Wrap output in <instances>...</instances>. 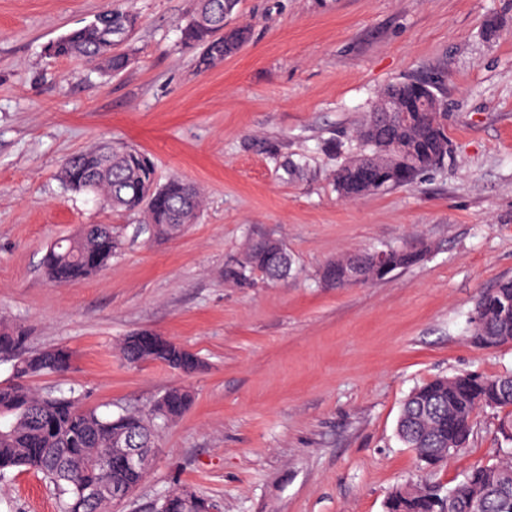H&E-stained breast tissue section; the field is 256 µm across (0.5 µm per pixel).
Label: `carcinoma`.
<instances>
[{"label": "carcinoma", "mask_w": 512, "mask_h": 512, "mask_svg": "<svg viewBox=\"0 0 512 512\" xmlns=\"http://www.w3.org/2000/svg\"><path fill=\"white\" fill-rule=\"evenodd\" d=\"M238 0H196L191 20L182 28L184 41L202 49L197 64L212 69L235 54L248 40L244 27H231ZM138 16L128 10L106 9L99 22L83 25L55 39V56L80 58L103 64L118 75L129 67L127 53L101 38L99 29L124 25L136 29ZM425 82L404 80L394 104L399 106L419 93ZM357 151L336 167L340 194L350 200L415 183L424 172L445 163L449 153L447 115L416 112L408 117L396 112L388 126L371 112L356 129ZM63 180L72 189L98 196L117 211L145 209L146 223L154 234L172 237L195 223L201 208L200 192L180 177L171 178L159 193L145 190L155 182L150 154L122 143L112 144V155L92 147L71 156L64 165ZM119 247L110 224H88L72 238L55 242L43 264L53 283L77 284L105 268ZM282 243L269 239L250 242L241 258L226 268L224 277L247 285L258 276L275 282L291 271L289 254H280ZM393 269L418 264L422 248H386ZM372 251H359L328 264L323 281L331 288L350 284L345 279L353 263L363 266L364 281L378 278L371 263ZM512 278L481 293L470 320L473 341L495 349L512 343ZM26 335L16 328L0 327V354L15 358L14 380L0 385V480L14 471H33L56 485L61 495L60 512H107L112 503L108 491L120 484L136 488L146 471L128 470L106 463L112 456V441L133 438L140 448L156 447L159 428L180 417L191 403L189 391L175 388L156 402L149 415L136 412L114 416L83 408L79 398L41 393L26 379L62 373L72 354L64 347L28 351ZM122 357L136 365L155 361L185 374L203 367L197 354L173 341L159 350H145L126 337L120 344ZM502 412L498 431L508 446L492 463L473 467L452 488L431 479L432 473L458 451L468 446L475 414L483 409ZM400 441L410 448L423 472L420 479L395 488L385 503V512H512V372L494 376L467 372L436 377L415 387L404 400L396 424ZM96 487L103 497L88 504L84 489Z\"/></svg>", "instance_id": "cac0c4a2"}]
</instances>
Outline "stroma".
Here are the masks:
<instances>
[{"mask_svg": "<svg viewBox=\"0 0 512 512\" xmlns=\"http://www.w3.org/2000/svg\"><path fill=\"white\" fill-rule=\"evenodd\" d=\"M111 6L139 17L127 71L47 54ZM194 6L0 0V324L23 328L29 349H70L67 372L32 378L39 391H73L115 415L191 391L147 476L111 512H150L180 487L219 512H384L419 477L395 434L411 390L512 370V344L480 348L469 323L478 294L512 277V0H240L229 23L250 38L207 71L181 34ZM406 79L442 99L450 157L413 186L341 197L334 170L355 127ZM104 141L150 153L157 183L196 184V224L154 237L141 212L68 188L65 160ZM288 161L302 171L287 173ZM88 224L118 236L111 264L50 283L47 247ZM261 238L287 246L288 278L225 280ZM421 245L419 264L386 278L321 280L346 254ZM144 330L198 353L202 370L127 364L119 344ZM499 418L480 411L436 480L450 488L493 462ZM0 512H59V492L14 473L0 480Z\"/></svg>", "mask_w": 512, "mask_h": 512, "instance_id": "1", "label": "stroma"}]
</instances>
